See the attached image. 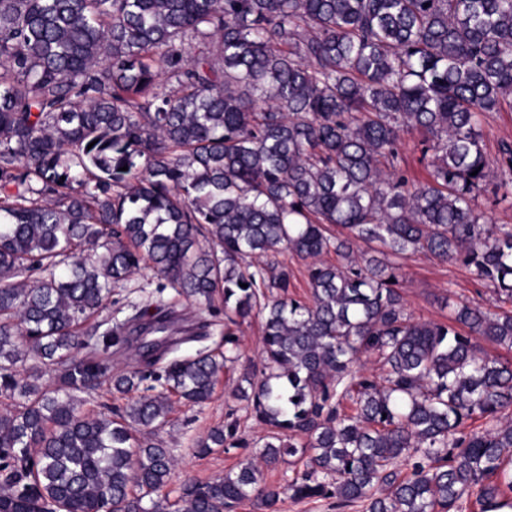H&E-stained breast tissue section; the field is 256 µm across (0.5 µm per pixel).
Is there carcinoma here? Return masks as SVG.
Wrapping results in <instances>:
<instances>
[{
  "mask_svg": "<svg viewBox=\"0 0 512 512\" xmlns=\"http://www.w3.org/2000/svg\"><path fill=\"white\" fill-rule=\"evenodd\" d=\"M504 109L512 0H0V512H512V358L482 346L512 352V309L416 321L388 260L458 262L512 305V225L476 203L512 198V142L494 182L479 131ZM414 133L422 179L401 166ZM143 266L222 298L224 350L112 373L127 324L84 325ZM256 312L266 373L196 447H247L244 420L272 434L171 501V396L209 402L238 359L229 325ZM172 313L135 318L163 334ZM150 378L113 416L80 409ZM286 456L293 476L266 484ZM277 259L284 266H288V270L292 274V285L288 288V293L293 297L301 299L309 297L310 288L305 272L306 261L293 255L289 251L282 252Z\"/></svg>",
  "mask_w": 512,
  "mask_h": 512,
  "instance_id": "1",
  "label": "carcinoma"
}]
</instances>
